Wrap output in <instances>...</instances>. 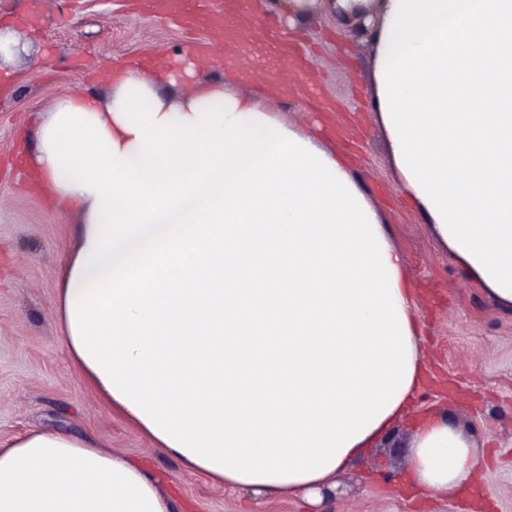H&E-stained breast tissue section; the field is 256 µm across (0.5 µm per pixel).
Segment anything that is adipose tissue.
<instances>
[{
    "instance_id": "ef3b65f1",
    "label": "adipose tissue",
    "mask_w": 512,
    "mask_h": 512,
    "mask_svg": "<svg viewBox=\"0 0 512 512\" xmlns=\"http://www.w3.org/2000/svg\"><path fill=\"white\" fill-rule=\"evenodd\" d=\"M372 110L434 237L512 309V0H376ZM103 68L37 130L35 186L79 213L56 315L82 377L228 490L317 499L414 404L418 301L343 159L209 82ZM432 491L484 479L468 439L415 427ZM145 466L27 431L0 448V512H171Z\"/></svg>"
}]
</instances>
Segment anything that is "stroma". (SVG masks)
<instances>
[{"instance_id": "obj_1", "label": "stroma", "mask_w": 512, "mask_h": 512, "mask_svg": "<svg viewBox=\"0 0 512 512\" xmlns=\"http://www.w3.org/2000/svg\"><path fill=\"white\" fill-rule=\"evenodd\" d=\"M145 2L52 0L46 12L41 0H0V27L15 28L33 49L9 74H0V197L9 201L0 209V444L34 428L82 434L146 462L173 512H310L295 497L230 492L186 471L82 383L55 316L60 263L76 244L79 219L35 193L20 174L36 150L35 124L67 95H103L98 70L139 61L144 43H152L155 58L171 63L192 47L211 52V63L196 75L203 82L226 81L232 90L262 97L267 84L243 74L263 68L267 83L280 87L271 98L273 114L346 157L419 295L424 368L457 390L448 397L425 386L408 417L392 425L389 442L372 446L344 471L342 494L321 512H461L457 488L391 489L392 478L410 464L413 419L426 412L463 432L482 458V486L494 512H512V310L495 304L400 191L371 108L369 38L340 37V20L325 0H317L303 23L284 19L276 0H266L265 24L276 40L250 37L252 18L244 5L240 37L214 51L215 23L189 35L178 13L157 15Z\"/></svg>"}]
</instances>
